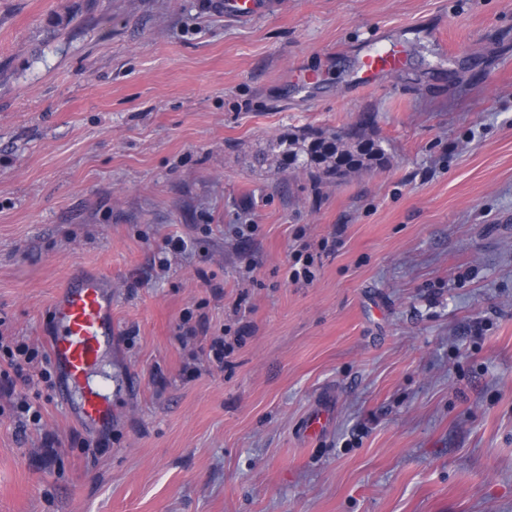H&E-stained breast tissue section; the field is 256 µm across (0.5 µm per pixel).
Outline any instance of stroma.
<instances>
[{
  "label": "stroma",
  "mask_w": 512,
  "mask_h": 512,
  "mask_svg": "<svg viewBox=\"0 0 512 512\" xmlns=\"http://www.w3.org/2000/svg\"><path fill=\"white\" fill-rule=\"evenodd\" d=\"M217 3L0 0V334L47 354L98 271L115 328L109 433L42 361L0 399V512H512V0ZM357 125L382 161L337 180L273 149ZM275 0H224V15L234 18H247L253 14L277 5ZM402 63L401 55L392 49L368 52L358 62V84L374 85L384 73L397 70Z\"/></svg>",
  "instance_id": "1"
}]
</instances>
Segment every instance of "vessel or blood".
<instances>
[{
    "label": "vessel or blood",
    "instance_id": "1",
    "mask_svg": "<svg viewBox=\"0 0 512 512\" xmlns=\"http://www.w3.org/2000/svg\"><path fill=\"white\" fill-rule=\"evenodd\" d=\"M275 4L276 0H224L223 8L226 16L247 18ZM402 63L395 50H373L359 60L357 81L374 85ZM47 314L52 322L49 350L59 395L74 399L83 424L106 428L112 421V401L106 384L93 382L92 375L114 334L110 276L95 272L78 277L54 295Z\"/></svg>",
    "mask_w": 512,
    "mask_h": 512
}]
</instances>
